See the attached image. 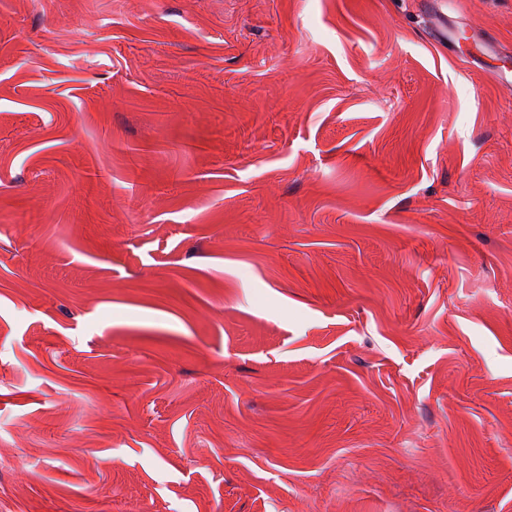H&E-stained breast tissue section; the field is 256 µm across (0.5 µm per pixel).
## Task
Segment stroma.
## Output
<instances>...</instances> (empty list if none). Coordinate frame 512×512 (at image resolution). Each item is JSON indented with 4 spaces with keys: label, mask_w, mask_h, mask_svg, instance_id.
Wrapping results in <instances>:
<instances>
[{
    "label": "stroma",
    "mask_w": 512,
    "mask_h": 512,
    "mask_svg": "<svg viewBox=\"0 0 512 512\" xmlns=\"http://www.w3.org/2000/svg\"><path fill=\"white\" fill-rule=\"evenodd\" d=\"M502 65L512 0H0V512H512Z\"/></svg>",
    "instance_id": "obj_1"
}]
</instances>
